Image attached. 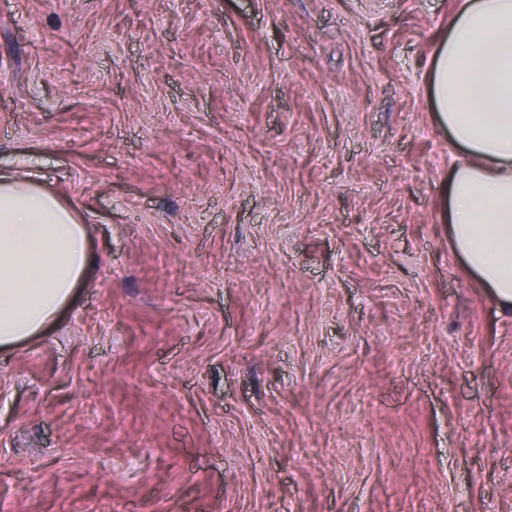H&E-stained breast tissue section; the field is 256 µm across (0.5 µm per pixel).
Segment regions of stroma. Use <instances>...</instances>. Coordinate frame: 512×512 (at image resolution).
<instances>
[{
    "label": "stroma",
    "instance_id": "35a3bbf8",
    "mask_svg": "<svg viewBox=\"0 0 512 512\" xmlns=\"http://www.w3.org/2000/svg\"><path fill=\"white\" fill-rule=\"evenodd\" d=\"M457 0H0V170L94 268L0 350V512H512V315L453 250Z\"/></svg>",
    "mask_w": 512,
    "mask_h": 512
}]
</instances>
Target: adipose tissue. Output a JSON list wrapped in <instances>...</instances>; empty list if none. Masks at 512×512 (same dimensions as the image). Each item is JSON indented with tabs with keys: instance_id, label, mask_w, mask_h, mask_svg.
Instances as JSON below:
<instances>
[{
	"instance_id": "obj_1",
	"label": "adipose tissue",
	"mask_w": 512,
	"mask_h": 512,
	"mask_svg": "<svg viewBox=\"0 0 512 512\" xmlns=\"http://www.w3.org/2000/svg\"><path fill=\"white\" fill-rule=\"evenodd\" d=\"M429 86L462 155L448 178L455 252L512 314V0H461ZM92 269L77 209L33 174H0V347L54 326Z\"/></svg>"
}]
</instances>
